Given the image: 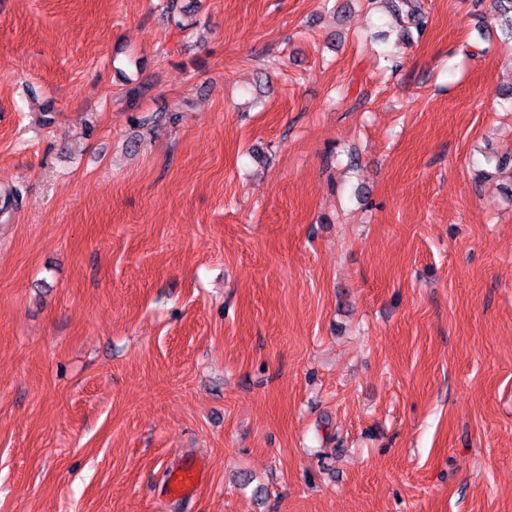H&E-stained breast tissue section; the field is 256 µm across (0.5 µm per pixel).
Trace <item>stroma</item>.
Here are the masks:
<instances>
[{"label":"stroma","instance_id":"1","mask_svg":"<svg viewBox=\"0 0 512 512\" xmlns=\"http://www.w3.org/2000/svg\"><path fill=\"white\" fill-rule=\"evenodd\" d=\"M194 3L0 0V512H512L494 0ZM203 472L199 465L172 468L165 478V493L171 498L192 496L202 484Z\"/></svg>","mask_w":512,"mask_h":512}]
</instances>
